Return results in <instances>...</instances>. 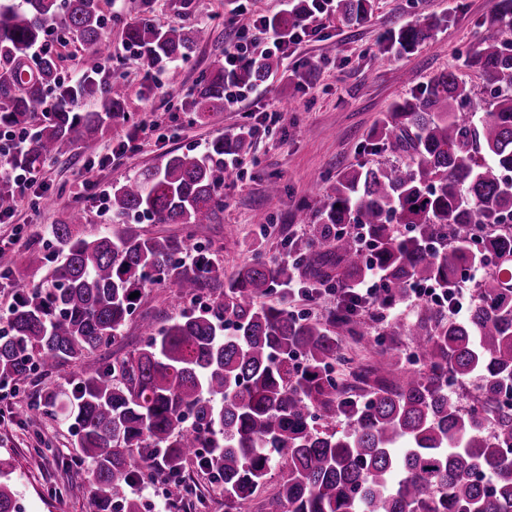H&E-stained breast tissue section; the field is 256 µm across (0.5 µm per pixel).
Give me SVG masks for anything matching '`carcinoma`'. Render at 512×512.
<instances>
[{
    "instance_id": "1",
    "label": "carcinoma",
    "mask_w": 512,
    "mask_h": 512,
    "mask_svg": "<svg viewBox=\"0 0 512 512\" xmlns=\"http://www.w3.org/2000/svg\"><path fill=\"white\" fill-rule=\"evenodd\" d=\"M318 7L298 0L271 25L286 34L316 23ZM371 11L372 0H336L348 26L366 23ZM150 13L143 0L141 17L122 29L150 67L186 62L210 37L205 25L158 26ZM488 22L498 36L477 38L463 66L487 78L489 98L447 71L394 104L375 129L374 151L399 158L338 177L313 239L293 246L289 266L257 259L226 279L192 234L149 235L137 226L143 217L213 223L224 212V159L249 146L246 127L113 185L105 232L84 234L86 210L71 207L52 225L57 252L43 256L50 267L41 284L21 282L16 255L0 251V279L16 292L0 329V386L18 393L114 344L150 288L170 285L180 302L219 291L162 325L141 317L139 349L82 376L65 400L36 397L17 409L32 428L49 414L72 421L96 484L93 512H141L126 490L155 476L172 484L178 502L192 492L182 474L194 463L217 474L225 503L241 506L275 462L280 480L265 512H512V410L498 407L500 395L512 394V0H498ZM107 27L102 0H0V130L22 140L0 143V214L17 206L11 175L90 152L112 123L129 119L126 84L101 64L111 58ZM436 28H395L387 48L410 52ZM53 38L91 49L79 78L65 73ZM36 47L43 51L32 62ZM278 70L268 54L217 64L200 75L184 109L199 118L224 104L228 87L262 85ZM475 224L484 235H472ZM348 225L371 241L384 309L415 283L449 294L466 272L485 267L466 319L426 309L409 326L386 322L382 336L407 332L408 366L395 375L401 354L373 339L356 397L330 367L348 362L339 340L362 335L360 313L322 323L288 311L282 298L269 301L294 281L333 288L364 278L362 252L338 234ZM474 375L482 385L465 409L448 396V381ZM339 416L348 422L341 435L316 427ZM11 471L0 458V512H18Z\"/></svg>"
}]
</instances>
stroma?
I'll return each mask as SVG.
<instances>
[{"instance_id": "stroma-1", "label": "stroma", "mask_w": 512, "mask_h": 512, "mask_svg": "<svg viewBox=\"0 0 512 512\" xmlns=\"http://www.w3.org/2000/svg\"><path fill=\"white\" fill-rule=\"evenodd\" d=\"M493 5L494 0H374L369 21L359 27L325 16L315 36L289 46L287 63L274 80L199 119L182 104L201 72L223 62L231 39L224 20L238 14L239 0H200L191 19L210 24L209 40L188 61L152 71L122 38L123 23L139 18L141 0H106L104 12L113 19L107 29L112 70L128 87L130 119L114 124L93 152L45 163L35 172L17 210L0 220V248L17 254L22 281L39 283L46 268L38 252L51 244L52 224L75 204L83 181L106 191L159 164L165 153L200 152L215 136L256 124L260 131L247 154L224 175V211L215 222L188 227L144 220L140 227L148 234L192 235L228 274L256 257L286 262L292 243L310 238L311 227L297 221V212L316 216L341 173L377 161L370 144L385 112L435 75L457 69L476 33L494 35L484 24ZM431 16L442 24L414 51L383 55L390 28ZM271 181L281 189L274 209L266 197ZM142 342L137 325L129 324L119 344L39 376L29 392L0 398V457L13 464L12 481L26 512H91L95 484L90 472L71 471L78 448L69 423L49 416L30 428L16 418L17 407L39 395L68 391L70 378L103 368Z\"/></svg>"}]
</instances>
